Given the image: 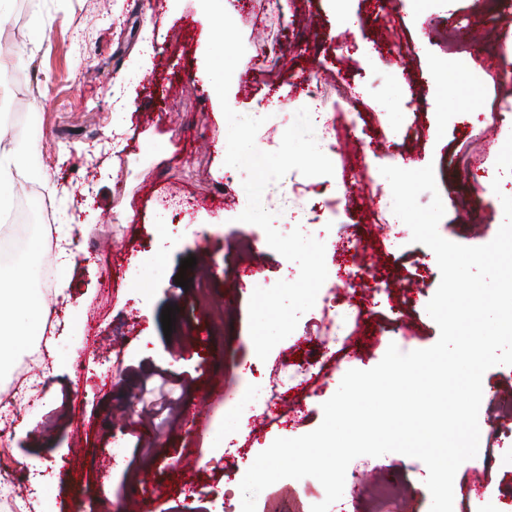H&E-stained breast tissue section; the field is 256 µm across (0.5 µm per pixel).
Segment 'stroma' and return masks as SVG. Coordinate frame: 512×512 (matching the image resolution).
Listing matches in <instances>:
<instances>
[{"instance_id": "obj_1", "label": "stroma", "mask_w": 512, "mask_h": 512, "mask_svg": "<svg viewBox=\"0 0 512 512\" xmlns=\"http://www.w3.org/2000/svg\"><path fill=\"white\" fill-rule=\"evenodd\" d=\"M158 2L148 15L140 0H0V124L14 141L38 144L14 178L0 225L34 197L48 206L37 223L72 225L75 240L68 288L42 296L58 315L50 348L28 342L0 373L3 395L21 364L39 357L42 398L32 407L23 398L7 404L23 428L0 453L19 471L42 469L57 494L26 500L0 472V494L16 497L0 512H239L240 483L260 447L314 431L348 370L372 369L389 345L409 352L439 338L426 311L441 280L436 256L392 222L381 167L433 166L445 208L438 231L465 246L491 242L503 222L493 189L512 196V174L496 168L512 135V14L491 27L479 0H346L353 21L342 28L333 0H247L230 13L245 59L263 45L278 48L267 78L238 71L228 93L234 111L262 118L257 147L276 150L296 111L313 101L306 85L317 64L326 77L315 101L358 120L355 136L325 150L333 176L289 172L262 200L281 233L302 215L304 233L324 242V286L337 291L336 334L348 347L313 342L315 307L259 359L250 297L289 280L295 264L269 247L260 227L238 220L245 174L225 167L219 149L227 132L205 69L210 30L199 0ZM146 41L158 64L133 71ZM120 76L133 89L126 115L113 110ZM118 121L126 146L116 152ZM335 196L340 215L328 224L319 208ZM208 218L219 229L194 237L190 225ZM159 223L172 246L144 289L141 262L154 254ZM342 237L372 253L368 276L379 292L343 291ZM189 257L206 261L209 297L228 321L198 303V270L180 267ZM180 273L186 286L175 283ZM169 306L177 312L167 334L161 313ZM310 353L322 362L319 374L280 376L288 399L263 424L231 435L248 457L235 460L232 478H220L212 444L225 415L243 413L255 373L275 374L283 355L296 364ZM199 405L209 410L201 436L185 426ZM353 464L398 495L382 502L377 481L348 482L329 512H430L421 460L391 452ZM453 490V512H512V437L489 433L472 465L457 470ZM324 498L317 479L285 478L260 492L256 512H311Z\"/></svg>"}]
</instances>
